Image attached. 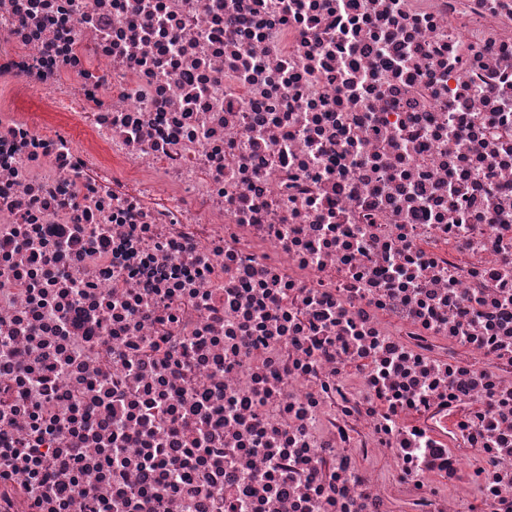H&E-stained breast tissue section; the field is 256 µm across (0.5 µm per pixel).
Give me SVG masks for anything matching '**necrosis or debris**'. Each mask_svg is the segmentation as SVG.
<instances>
[{
  "instance_id": "necrosis-or-debris-1",
  "label": "necrosis or debris",
  "mask_w": 512,
  "mask_h": 512,
  "mask_svg": "<svg viewBox=\"0 0 512 512\" xmlns=\"http://www.w3.org/2000/svg\"><path fill=\"white\" fill-rule=\"evenodd\" d=\"M0 512H512V0H0Z\"/></svg>"
}]
</instances>
